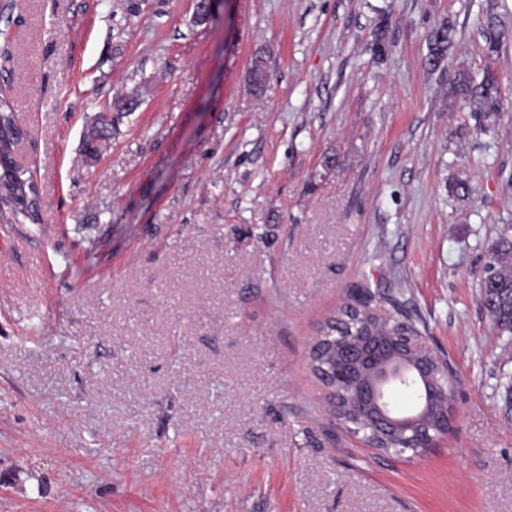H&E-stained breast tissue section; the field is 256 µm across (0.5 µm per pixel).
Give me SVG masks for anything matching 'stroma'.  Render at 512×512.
Returning <instances> with one entry per match:
<instances>
[{
  "label": "stroma",
  "mask_w": 512,
  "mask_h": 512,
  "mask_svg": "<svg viewBox=\"0 0 512 512\" xmlns=\"http://www.w3.org/2000/svg\"><path fill=\"white\" fill-rule=\"evenodd\" d=\"M14 16L41 209L0 223V512H512V345L478 300L512 224V0H219L206 22L193 0H18ZM490 57L503 107L477 117L446 93ZM132 93L87 158L97 115ZM366 274L403 289L457 373L452 430L421 455L337 424L312 367ZM428 57L430 67L436 68L444 61L448 51V26L442 24L428 33Z\"/></svg>",
  "instance_id": "1"
}]
</instances>
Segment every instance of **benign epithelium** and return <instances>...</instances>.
<instances>
[{
	"label": "benign epithelium",
	"mask_w": 512,
	"mask_h": 512,
	"mask_svg": "<svg viewBox=\"0 0 512 512\" xmlns=\"http://www.w3.org/2000/svg\"><path fill=\"white\" fill-rule=\"evenodd\" d=\"M322 338L312 347V361L329 387L331 409L344 405L355 413L368 439L380 437L411 448H429L434 436L448 435L452 397L440 390V373L431 349L421 337L387 336L378 328L343 348L321 351ZM395 390L407 391L413 406H394Z\"/></svg>",
	"instance_id": "obj_1"
}]
</instances>
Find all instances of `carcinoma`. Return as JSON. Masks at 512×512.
I'll return each mask as SVG.
<instances>
[{
	"mask_svg": "<svg viewBox=\"0 0 512 512\" xmlns=\"http://www.w3.org/2000/svg\"><path fill=\"white\" fill-rule=\"evenodd\" d=\"M448 26L442 24L428 33L430 67L436 68L444 61L448 51ZM448 98L460 100L470 111L478 114H496L502 109L499 79L492 67L482 72H462L449 83ZM27 137V131L16 119L12 96L0 91V221L7 224H34L38 214V195L30 170L16 160V151ZM359 292L354 303L327 321L321 330L324 336H343L347 331L345 320L350 315L358 317V324L367 329L382 324L375 313L373 302L376 292L369 281L357 285ZM395 310L394 320L384 327V333L419 336L415 319L407 309L385 296ZM481 306L488 312L500 335L512 342V225L507 224L487 253L484 276L480 281Z\"/></svg>",
	"mask_w": 512,
	"mask_h": 512,
	"instance_id": "obj_1",
	"label": "carcinoma"
}]
</instances>
